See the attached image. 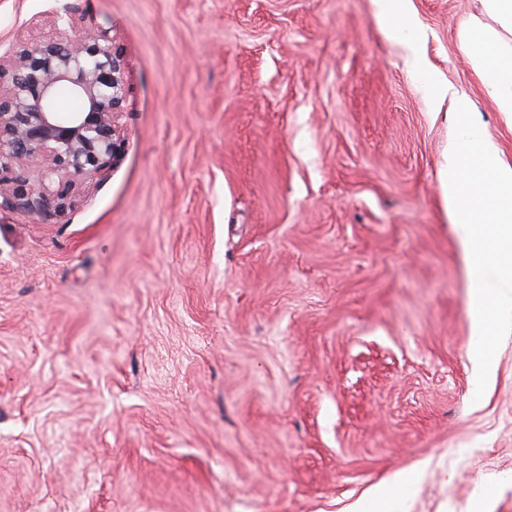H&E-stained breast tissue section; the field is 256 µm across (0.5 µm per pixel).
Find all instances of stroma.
Segmentation results:
<instances>
[{"label":"stroma","instance_id":"obj_1","mask_svg":"<svg viewBox=\"0 0 512 512\" xmlns=\"http://www.w3.org/2000/svg\"><path fill=\"white\" fill-rule=\"evenodd\" d=\"M110 28L124 148L65 211L0 197V512H512V335L486 392L437 171L483 0H0ZM405 1L391 0L381 15V22L386 32L395 38H399L403 31L412 24L410 16L405 9Z\"/></svg>","mask_w":512,"mask_h":512}]
</instances>
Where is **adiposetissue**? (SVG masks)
<instances>
[{
	"instance_id": "adipose-tissue-1",
	"label": "adipose tissue",
	"mask_w": 512,
	"mask_h": 512,
	"mask_svg": "<svg viewBox=\"0 0 512 512\" xmlns=\"http://www.w3.org/2000/svg\"><path fill=\"white\" fill-rule=\"evenodd\" d=\"M474 67L488 77L487 88L497 108L512 112V47L503 45L496 32L475 29L463 40Z\"/></svg>"
}]
</instances>
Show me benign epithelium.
Returning a JSON list of instances; mask_svg holds the SVG:
<instances>
[{
  "mask_svg": "<svg viewBox=\"0 0 512 512\" xmlns=\"http://www.w3.org/2000/svg\"><path fill=\"white\" fill-rule=\"evenodd\" d=\"M56 33L37 42L17 33L0 55V187L23 210L54 214L74 191L108 170L123 149L117 116L127 100L125 60L111 31L70 8L51 11ZM80 102L57 107L59 90ZM41 167L40 186L23 176Z\"/></svg>",
  "mask_w": 512,
  "mask_h": 512,
  "instance_id": "benign-epithelium-1",
  "label": "benign epithelium"
}]
</instances>
